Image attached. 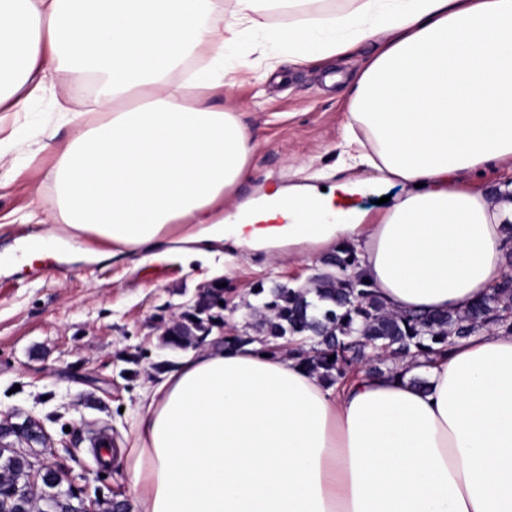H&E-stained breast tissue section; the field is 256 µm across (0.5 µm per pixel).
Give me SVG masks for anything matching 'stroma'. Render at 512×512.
<instances>
[{
	"mask_svg": "<svg viewBox=\"0 0 512 512\" xmlns=\"http://www.w3.org/2000/svg\"><path fill=\"white\" fill-rule=\"evenodd\" d=\"M375 49V42L364 43L357 56L333 68L294 66L282 55L262 81L234 74L213 105L235 113L257 142L250 177L225 202V211L260 198L274 184L327 188L359 180L363 187L347 204L374 214L381 197L402 192V184L377 172L338 168L348 92L343 78ZM93 97L88 86L64 91L50 85L20 119L0 129L12 142L0 159V421H40L54 441L51 451L40 454L42 463L68 470L102 497L127 502L128 450L144 391L187 356L162 344L171 317L220 281L228 300L223 334L251 332L246 304L256 286L301 287L324 265L310 254H286L272 264L263 253L249 252L227 266L216 258L186 260L178 249L150 262L123 248L103 258V243H76L63 230L50 250L15 268L20 245L42 230L40 223H21L20 215L34 209L45 219L57 212L47 178L53 158L44 144H64L73 133L64 114L94 109ZM101 431L112 438L111 474L104 482L97 479L89 445Z\"/></svg>",
	"mask_w": 512,
	"mask_h": 512,
	"instance_id": "obj_1",
	"label": "stroma"
}]
</instances>
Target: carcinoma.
<instances>
[{
  "label": "carcinoma",
  "mask_w": 512,
  "mask_h": 512,
  "mask_svg": "<svg viewBox=\"0 0 512 512\" xmlns=\"http://www.w3.org/2000/svg\"><path fill=\"white\" fill-rule=\"evenodd\" d=\"M327 271L306 287L258 285L257 305L247 304L257 318L254 325L264 349L280 350L279 340L303 337L308 346L304 362L314 371H324L332 383L345 384L356 369L366 368L381 375L405 357L412 367L432 363V356L467 338L482 325H497L512 334V274L505 273L497 288L461 314H400L389 310L384 301L359 274L348 271L360 260L349 246H342L326 257ZM218 296L197 303L198 322L183 319L164 333L165 346L186 349L202 340L205 318L217 308ZM334 360H329V357ZM35 452L23 451L10 442L0 443V501L16 500L29 512L51 497L53 483L66 481L69 472L42 467V477L30 482L36 468ZM53 498V497H51ZM54 512H81L80 500L73 494L53 498Z\"/></svg>",
  "instance_id": "carcinoma-1"
}]
</instances>
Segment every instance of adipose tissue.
<instances>
[{
    "instance_id": "obj_1",
    "label": "adipose tissue",
    "mask_w": 512,
    "mask_h": 512,
    "mask_svg": "<svg viewBox=\"0 0 512 512\" xmlns=\"http://www.w3.org/2000/svg\"><path fill=\"white\" fill-rule=\"evenodd\" d=\"M0 0V112L20 115L48 76L95 87L101 117L72 112L48 175L58 215L158 258L179 225L192 255L234 261L281 243L361 252L388 308L464 312L490 294L512 248V181L461 182L512 162V0ZM269 10L287 25L254 35ZM223 16L215 24L214 16ZM376 52L357 70L343 167L404 192L386 211L274 188L219 205L249 176L256 136L210 107L224 78ZM203 65L186 82V59ZM328 384L260 343L192 354L153 387L130 454L132 512H512V334L479 329L426 367Z\"/></svg>"
}]
</instances>
